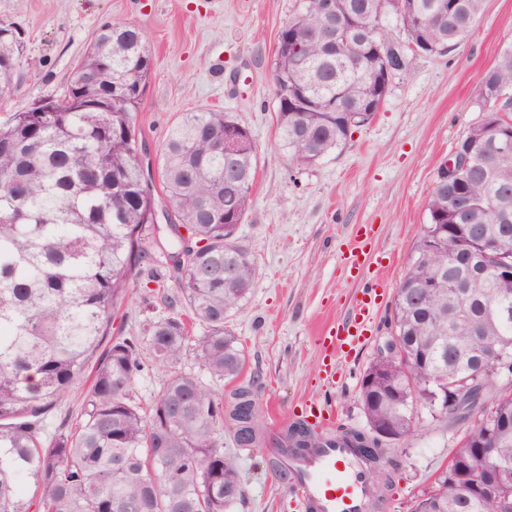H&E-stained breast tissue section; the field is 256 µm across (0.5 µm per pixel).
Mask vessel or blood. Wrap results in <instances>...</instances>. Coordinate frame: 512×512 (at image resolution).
<instances>
[{"instance_id": "b4317fda", "label": "vessel or blood", "mask_w": 512, "mask_h": 512, "mask_svg": "<svg viewBox=\"0 0 512 512\" xmlns=\"http://www.w3.org/2000/svg\"><path fill=\"white\" fill-rule=\"evenodd\" d=\"M377 289H365L345 325L330 328L325 342L336 349L366 341L371 332ZM288 490L302 512H369L370 479L360 457L341 445L314 449L304 458L288 460Z\"/></svg>"}]
</instances>
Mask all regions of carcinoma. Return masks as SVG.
<instances>
[{"mask_svg":"<svg viewBox=\"0 0 512 512\" xmlns=\"http://www.w3.org/2000/svg\"><path fill=\"white\" fill-rule=\"evenodd\" d=\"M291 27L311 37L301 47L278 36L273 79L277 130L282 147L299 166L316 163L339 149L355 127L380 109L384 62L376 52L375 26L393 19L407 45L444 55L472 30L483 0H336L338 14L354 29L343 37L324 24L321 0H296ZM0 54L22 49L21 32L0 26ZM111 71L99 83L96 107L70 112L18 110L0 124V512H224V481L240 479L224 453V397L182 367L190 324L203 336L196 356L217 380L237 377L246 351L231 328L255 284L250 249L237 236L248 211L257 168L252 134L242 127L232 158L216 149L227 112L182 113L158 146L156 158L169 208L167 225L178 272L177 298L184 312L149 320L144 336L111 335L114 309L130 282L150 267L146 246L157 232L155 185L144 173L134 122L151 75L153 57L138 28L114 23L99 31L77 68L98 69V53ZM484 111L512 94V46L481 76ZM459 145L472 149L474 165L462 178L436 181L428 202L429 223L399 282L391 321L404 344L405 360L374 358L366 372L387 374L392 392L372 402L360 387L368 430H340L348 447L384 451L373 429L383 423L406 434L413 404L448 415V379L470 377L471 399L460 413L474 415L483 403L479 371L483 357L469 358L468 344L488 353L501 343L512 374V281L478 273L476 243L441 233V249L423 252L424 238L445 224H472L486 235L512 233V150L500 151L484 121ZM453 275L467 292L473 335L457 336V295L448 281L428 293L425 280ZM500 308L496 318L485 302ZM91 380L75 427L46 437V414L71 389ZM159 372V391L149 410L136 401V377ZM233 414L240 447L262 439L252 391L236 392ZM492 422L512 423V390L497 396ZM473 444L490 438V428L469 422ZM327 439L312 430L296 439H273L283 455L304 454ZM453 473L442 470L411 512H499L498 504L448 497Z\"/></svg>","mask_w":512,"mask_h":512,"instance_id":"carcinoma-1","label":"carcinoma"}]
</instances>
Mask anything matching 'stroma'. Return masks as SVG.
I'll return each mask as SVG.
<instances>
[{
	"mask_svg": "<svg viewBox=\"0 0 512 512\" xmlns=\"http://www.w3.org/2000/svg\"><path fill=\"white\" fill-rule=\"evenodd\" d=\"M296 0H0V23L23 33L11 81L0 92V121L32 103L61 96L100 28L129 23L143 34L154 65L135 114L138 154L154 170L169 125L184 112L217 109L246 125L258 168L251 206L239 227L252 249L256 284L232 320L247 352L236 378L207 375L195 353L184 367L200 375L232 409L233 394L252 388L264 442L239 447L224 430L244 498L226 512H299L281 480L283 456L271 447L311 403L336 412L335 428L366 430L359 401L365 370L390 336L391 308L414 245L429 222L428 200L439 169L483 117L480 77L512 44V0H484L471 33L443 56L409 55L374 119L346 144L310 166L290 162L276 130L273 68L278 32ZM369 230L368 260L349 270L345 260L354 225ZM163 276L150 289L131 282L114 311L112 331L136 336L145 320L166 315L177 294L176 273L160 246L148 242ZM377 286L382 297L372 334L339 351L323 342L325 327L348 319L356 296ZM338 374L328 381L325 369ZM462 430L448 429L428 408L414 407L410 433L387 443L384 471L391 482L376 512H410L459 446Z\"/></svg>",
	"mask_w": 512,
	"mask_h": 512,
	"instance_id": "1",
	"label": "stroma"
}]
</instances>
